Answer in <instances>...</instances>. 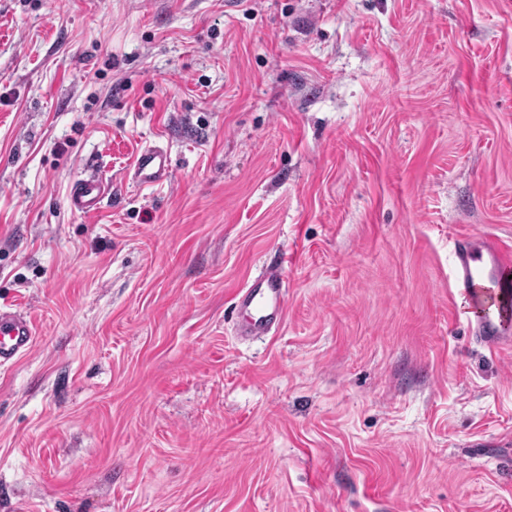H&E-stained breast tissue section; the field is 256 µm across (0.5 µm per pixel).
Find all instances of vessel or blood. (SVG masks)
Masks as SVG:
<instances>
[{
  "label": "vessel or blood",
  "instance_id": "1",
  "mask_svg": "<svg viewBox=\"0 0 512 512\" xmlns=\"http://www.w3.org/2000/svg\"><path fill=\"white\" fill-rule=\"evenodd\" d=\"M171 162L167 150L142 148L128 173L141 188L168 181ZM111 193L108 180L89 174L74 181L69 206L85 216L100 212ZM454 286L467 295L483 314L475 327V339L496 352L512 351V251L487 236L472 233L456 240L453 250ZM287 289L283 264L263 268L251 284L239 288L233 305L248 320L238 333L264 336L282 320ZM35 341L34 324L20 309L0 306V365L27 354Z\"/></svg>",
  "mask_w": 512,
  "mask_h": 512
}]
</instances>
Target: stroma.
<instances>
[{
	"mask_svg": "<svg viewBox=\"0 0 512 512\" xmlns=\"http://www.w3.org/2000/svg\"><path fill=\"white\" fill-rule=\"evenodd\" d=\"M471 232L512 246V0H0V512H512ZM170 172L167 150L159 146H145L135 157L127 177L140 188H154L168 181ZM110 193L111 185L108 180L99 174H89L72 184L69 206L74 212L92 216L100 212ZM286 295L282 262L263 268L251 284L239 288L233 305L248 316V321L238 329L239 335H267L282 320ZM35 329L20 309L0 306V365L27 354L34 345Z\"/></svg>",
	"mask_w": 512,
	"mask_h": 512,
	"instance_id": "obj_1",
	"label": "stroma"
}]
</instances>
